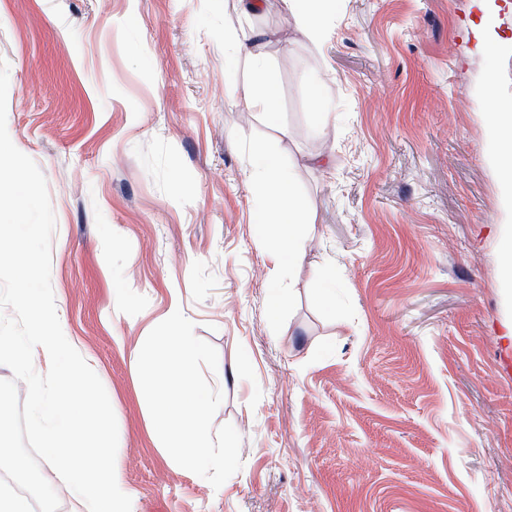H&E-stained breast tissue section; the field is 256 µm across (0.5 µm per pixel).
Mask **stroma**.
<instances>
[{
	"label": "stroma",
	"instance_id": "obj_1",
	"mask_svg": "<svg viewBox=\"0 0 512 512\" xmlns=\"http://www.w3.org/2000/svg\"><path fill=\"white\" fill-rule=\"evenodd\" d=\"M495 4L341 0L316 45L283 0H0L7 130L47 181L56 312L108 394L132 512H512V217L483 120L487 72L512 100V0ZM253 50L275 126L249 104ZM263 143L313 217L280 274L254 222ZM327 266L332 314L312 296ZM174 306L218 353L214 426L241 436L217 489L163 448L135 366Z\"/></svg>",
	"mask_w": 512,
	"mask_h": 512
}]
</instances>
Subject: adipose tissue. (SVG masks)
Instances as JSON below:
<instances>
[{
    "mask_svg": "<svg viewBox=\"0 0 512 512\" xmlns=\"http://www.w3.org/2000/svg\"><path fill=\"white\" fill-rule=\"evenodd\" d=\"M283 2L306 37L318 44L326 36L328 18L335 12L339 0ZM485 84L491 108L485 113L484 121L496 148V162L504 186L503 206L512 213V110L498 100L495 73H487ZM250 85L251 104L263 112L268 123H277L279 112L272 71L267 60L257 54L251 57ZM250 179L259 195L255 222L261 237L277 241V264L297 265L302 259L298 240L311 217L291 173L280 166L272 150L257 146L251 152Z\"/></svg>",
    "mask_w": 512,
    "mask_h": 512,
    "instance_id": "ef3b65f1",
    "label": "adipose tissue"
}]
</instances>
